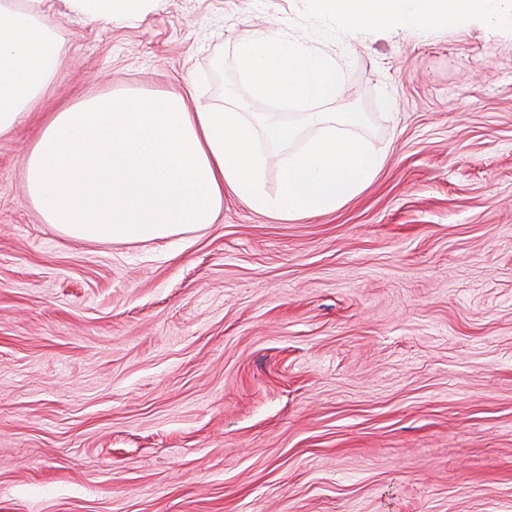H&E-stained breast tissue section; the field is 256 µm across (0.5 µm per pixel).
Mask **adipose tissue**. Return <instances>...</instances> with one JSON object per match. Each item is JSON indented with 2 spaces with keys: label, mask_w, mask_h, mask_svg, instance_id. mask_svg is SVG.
Here are the masks:
<instances>
[{
  "label": "adipose tissue",
  "mask_w": 512,
  "mask_h": 512,
  "mask_svg": "<svg viewBox=\"0 0 512 512\" xmlns=\"http://www.w3.org/2000/svg\"><path fill=\"white\" fill-rule=\"evenodd\" d=\"M145 0H66L90 21L132 16ZM337 21L416 30L465 16L512 26L502 0H326ZM41 0H0V134L19 126L56 73L61 45L43 23ZM239 70L262 96L298 103L334 99L341 85L335 60L277 35L243 45ZM318 134L282 164L281 188H264L270 156L261 141L288 145L298 129L271 122L264 130L242 113L165 93L130 97L109 92L53 113L31 149L26 192L45 223L87 242L161 240L214 224L232 192L262 213L285 219L334 210L360 192L383 156L350 134L343 121L309 115Z\"/></svg>",
  "instance_id": "ef3b65f1"
}]
</instances>
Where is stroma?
<instances>
[{
	"label": "stroma",
	"instance_id": "stroma-1",
	"mask_svg": "<svg viewBox=\"0 0 512 512\" xmlns=\"http://www.w3.org/2000/svg\"><path fill=\"white\" fill-rule=\"evenodd\" d=\"M43 15L58 71L0 135V512H512V28L339 25L316 0H147ZM276 33L335 56L336 98L258 96L238 69ZM299 139L360 115L384 155L336 210L225 194L216 224L88 243L24 191L48 113L107 91L181 93ZM147 0H66L70 12L89 21L112 22L114 16H133Z\"/></svg>",
	"mask_w": 512,
	"mask_h": 512
}]
</instances>
